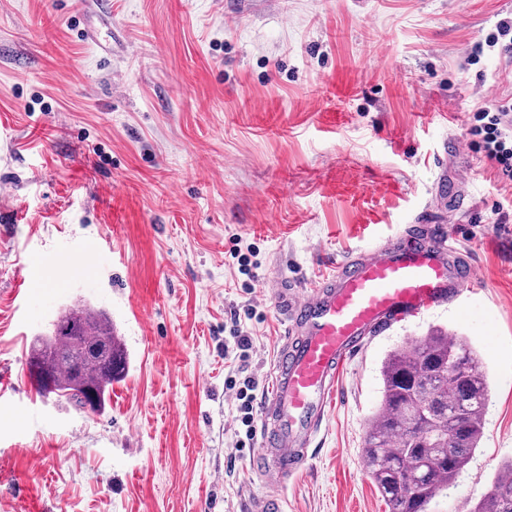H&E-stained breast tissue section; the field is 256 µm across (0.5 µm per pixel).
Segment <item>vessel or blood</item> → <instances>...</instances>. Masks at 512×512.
<instances>
[{
	"label": "vessel or blood",
	"instance_id": "1",
	"mask_svg": "<svg viewBox=\"0 0 512 512\" xmlns=\"http://www.w3.org/2000/svg\"><path fill=\"white\" fill-rule=\"evenodd\" d=\"M447 228L409 229L340 263L311 287L281 284L285 324L260 405L254 471L263 490L249 512H283L284 489L308 457L345 360L392 325L462 301L474 272Z\"/></svg>",
	"mask_w": 512,
	"mask_h": 512
}]
</instances>
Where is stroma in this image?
I'll return each mask as SVG.
<instances>
[{
	"label": "stroma",
	"instance_id": "stroma-1",
	"mask_svg": "<svg viewBox=\"0 0 512 512\" xmlns=\"http://www.w3.org/2000/svg\"><path fill=\"white\" fill-rule=\"evenodd\" d=\"M502 21L512 0H0V512H245L262 485L233 448L231 314L264 317L249 371L266 392L278 281L429 224L453 225L474 293L346 361L286 512H388L361 464L379 367L435 327L488 374L481 445L429 505L468 512L512 459V184L466 137L469 112L512 98L496 49L467 58ZM444 170L466 214L435 198ZM76 305L125 352L99 413L27 373Z\"/></svg>",
	"mask_w": 512,
	"mask_h": 512
}]
</instances>
